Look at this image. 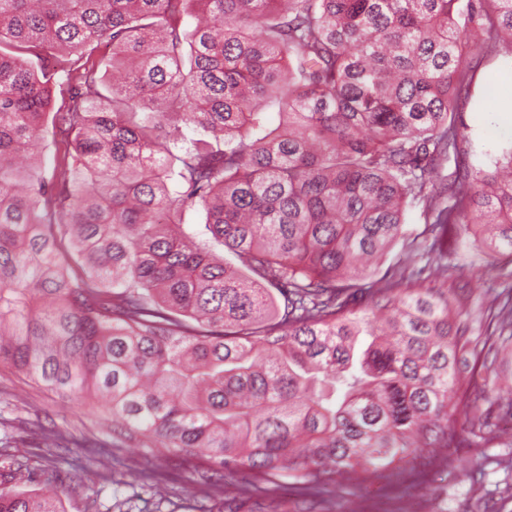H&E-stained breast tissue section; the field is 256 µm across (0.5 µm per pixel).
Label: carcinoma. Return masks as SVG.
Instances as JSON below:
<instances>
[{"instance_id":"obj_1","label":"carcinoma","mask_w":512,"mask_h":512,"mask_svg":"<svg viewBox=\"0 0 512 512\" xmlns=\"http://www.w3.org/2000/svg\"><path fill=\"white\" fill-rule=\"evenodd\" d=\"M493 32L512 68V0H0V366L90 407L113 445L221 474L499 437L512 299L474 335L446 255L467 240L512 264V146L448 179L428 285L355 275L468 147L467 57ZM101 42L110 81L82 63ZM41 49L64 63L78 159L53 198L21 160L51 106L24 59ZM195 207L238 265L184 229ZM24 470L4 442L0 512H62L59 491L17 489Z\"/></svg>"}]
</instances>
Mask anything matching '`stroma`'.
Wrapping results in <instances>:
<instances>
[{"mask_svg": "<svg viewBox=\"0 0 512 512\" xmlns=\"http://www.w3.org/2000/svg\"><path fill=\"white\" fill-rule=\"evenodd\" d=\"M470 85L458 120L467 127L471 144L467 165L484 168L505 140L512 138V112H482L487 79L504 74L493 44L468 59ZM48 182L59 180L63 160L73 157L72 144L52 125H44L33 146ZM435 211L426 201L414 202L406 214V235L367 272L380 278L386 268L405 259V246H423ZM464 274H483L497 295L512 296V276L487 268L483 255L462 241L451 256ZM52 426L85 440L82 448L63 451L56 482L64 488L65 512H512V423H504L500 440H474L461 448H421L378 472H356L341 478L311 471L264 474L243 469L223 485L200 484L207 465L200 460L155 461L131 447L106 446V436L89 411L42 391L30 380L0 367V440L9 439L18 456L27 458L31 477L21 489H37L45 462L39 447L40 429ZM111 456L108 481L88 482L84 472L103 456ZM457 459L470 470L457 481L448 468Z\"/></svg>", "mask_w": 512, "mask_h": 512, "instance_id": "1", "label": "stroma"}]
</instances>
